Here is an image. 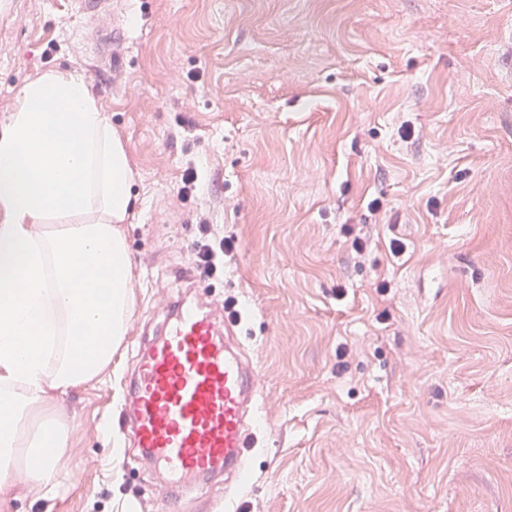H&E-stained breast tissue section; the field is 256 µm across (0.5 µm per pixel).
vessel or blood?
Returning <instances> with one entry per match:
<instances>
[{
    "label": "vessel or blood",
    "instance_id": "1",
    "mask_svg": "<svg viewBox=\"0 0 512 512\" xmlns=\"http://www.w3.org/2000/svg\"><path fill=\"white\" fill-rule=\"evenodd\" d=\"M240 322L203 301L173 304L138 351L122 411L132 447L175 489L220 474L228 506L258 442L262 395Z\"/></svg>",
    "mask_w": 512,
    "mask_h": 512
}]
</instances>
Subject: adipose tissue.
I'll list each match as a JSON object with an SVG mask.
<instances>
[{
  "label": "adipose tissue",
  "mask_w": 512,
  "mask_h": 512,
  "mask_svg": "<svg viewBox=\"0 0 512 512\" xmlns=\"http://www.w3.org/2000/svg\"><path fill=\"white\" fill-rule=\"evenodd\" d=\"M132 179L83 76L19 91L0 127V488L57 494L71 426L47 393L96 378L131 326Z\"/></svg>",
  "instance_id": "adipose-tissue-1"
}]
</instances>
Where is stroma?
<instances>
[{
  "mask_svg": "<svg viewBox=\"0 0 512 512\" xmlns=\"http://www.w3.org/2000/svg\"><path fill=\"white\" fill-rule=\"evenodd\" d=\"M78 2L0 0V126L87 72ZM112 25L87 85L133 169V322L48 393L63 489L12 484L8 512H215L223 480L168 493L115 421L135 344L200 296L235 301L263 380L238 512H512V0H114ZM201 211L235 244L194 291ZM347 224L373 230L358 264Z\"/></svg>",
  "mask_w": 512,
  "mask_h": 512,
  "instance_id": "1",
  "label": "stroma"
}]
</instances>
